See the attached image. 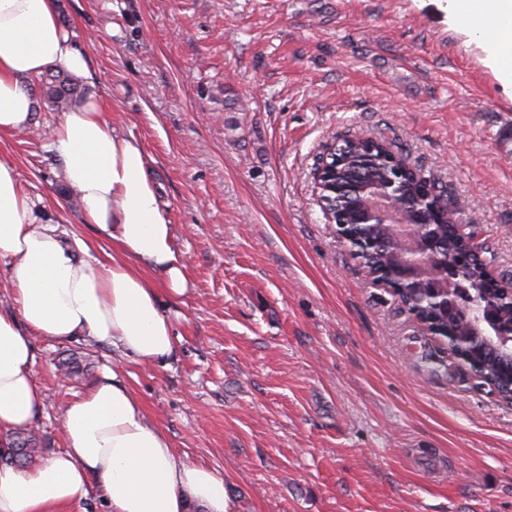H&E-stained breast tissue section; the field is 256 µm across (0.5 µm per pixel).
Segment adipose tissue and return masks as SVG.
I'll return each instance as SVG.
<instances>
[{
	"label": "adipose tissue",
	"mask_w": 512,
	"mask_h": 512,
	"mask_svg": "<svg viewBox=\"0 0 512 512\" xmlns=\"http://www.w3.org/2000/svg\"><path fill=\"white\" fill-rule=\"evenodd\" d=\"M435 2L449 29L475 44L512 86V0ZM55 66L90 71L57 0H0V137L31 124L30 86ZM50 147L84 223L115 251L101 260L83 242L61 238L22 190L15 164L0 159V259L11 262L14 304L0 310L1 433L29 428L42 406L34 337L87 336L134 361L162 363L175 350L173 320L144 267L161 271L170 293L187 290L149 157L101 102L73 104L54 126ZM63 424L66 449L32 469L0 467V512H70L94 487L110 512H230L223 475L178 460L116 372L103 370L68 403Z\"/></svg>",
	"instance_id": "ef3b65f1"
}]
</instances>
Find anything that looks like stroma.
<instances>
[{
	"label": "stroma",
	"instance_id": "obj_1",
	"mask_svg": "<svg viewBox=\"0 0 512 512\" xmlns=\"http://www.w3.org/2000/svg\"><path fill=\"white\" fill-rule=\"evenodd\" d=\"M90 60L80 78L136 137L162 187L187 290L165 365L83 337L36 339L35 461L102 368L231 512H512V402L491 394L386 289L317 201L334 139L393 142L465 202L512 272V93L433 0H58ZM0 139L22 189L93 256L111 242L66 195L49 130Z\"/></svg>",
	"mask_w": 512,
	"mask_h": 512
}]
</instances>
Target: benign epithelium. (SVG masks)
I'll return each mask as SVG.
<instances>
[{"label": "benign epithelium", "instance_id": "7a95c632", "mask_svg": "<svg viewBox=\"0 0 512 512\" xmlns=\"http://www.w3.org/2000/svg\"><path fill=\"white\" fill-rule=\"evenodd\" d=\"M346 146L336 140L318 156L314 168L316 187L335 189L333 179L336 169L341 164V155ZM384 162L392 170V175L382 183H363L357 186V193L373 198V202L360 208L355 216L359 224H388L396 236L406 240V251L398 266L386 275V279H376V275L368 273L372 284L377 288L389 290L400 301L401 307L426 335L433 337L448 349V354L460 361L467 370H472L478 364L482 351L495 344H501L512 349V323L503 325L496 318V313L502 303L512 306V278L498 280V291L487 294L484 291L468 292L467 306L461 308L458 280L464 278V272L473 260H485L484 248L477 236L465 231L458 217L464 211V205L458 204L455 213L441 219L438 210L439 203L433 199L434 191L430 182L423 181L409 206L397 203L403 177L408 174V167L397 163L394 156L383 153L376 157L367 154L360 159L362 166L371 168ZM326 223L334 225L338 242L356 259L364 260L376 254L380 244L369 237L354 236L347 225L343 224L341 216L331 213L326 200L318 198ZM453 225L460 248L452 260L437 258L438 230L437 222ZM423 293L426 303L445 319L470 318L476 324L477 335L482 337L479 346L472 345L471 336L458 335L448 332L437 319H424L417 311L410 309V304L401 301L403 294Z\"/></svg>", "mask_w": 512, "mask_h": 512}]
</instances>
